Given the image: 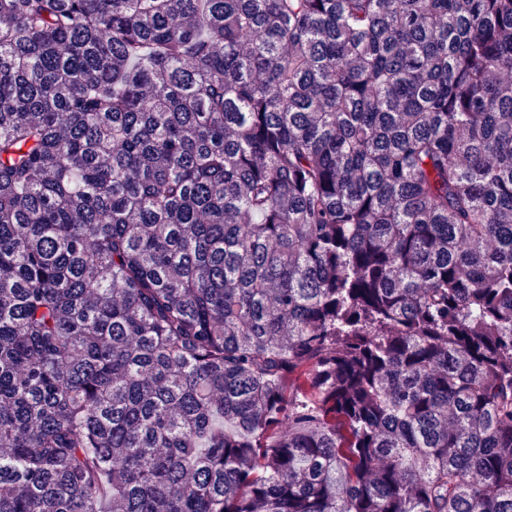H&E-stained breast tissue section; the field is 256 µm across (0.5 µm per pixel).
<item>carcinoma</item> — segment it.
Returning <instances> with one entry per match:
<instances>
[{"mask_svg":"<svg viewBox=\"0 0 512 512\" xmlns=\"http://www.w3.org/2000/svg\"><path fill=\"white\" fill-rule=\"evenodd\" d=\"M0 512H512V0H0Z\"/></svg>","mask_w":512,"mask_h":512,"instance_id":"1","label":"carcinoma"}]
</instances>
